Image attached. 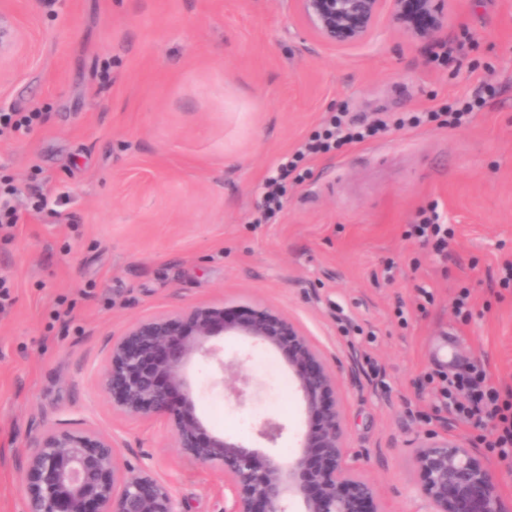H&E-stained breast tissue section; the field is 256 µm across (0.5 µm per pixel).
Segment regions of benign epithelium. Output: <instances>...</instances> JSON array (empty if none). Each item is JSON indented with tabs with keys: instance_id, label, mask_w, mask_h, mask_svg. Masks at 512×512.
I'll return each instance as SVG.
<instances>
[{
	"instance_id": "obj_1",
	"label": "benign epithelium",
	"mask_w": 512,
	"mask_h": 512,
	"mask_svg": "<svg viewBox=\"0 0 512 512\" xmlns=\"http://www.w3.org/2000/svg\"><path fill=\"white\" fill-rule=\"evenodd\" d=\"M0 0V63L19 41ZM287 15L329 46H352L370 34L382 10L410 41L431 45L448 29V0H284ZM216 336H244L283 354L308 421L296 456L284 461L208 431L196 414L187 367L198 355L224 368ZM112 410L133 421L170 424L176 447L224 480V512H383L375 486L346 462L336 375L314 343L288 316L263 307L198 306L138 320L112 338L99 378ZM284 426L264 420L257 435L275 444ZM413 465L430 512H512L490 463L448 431L413 442ZM23 512H179L169 485L124 460L117 438L90 424L51 425L19 454Z\"/></svg>"
}]
</instances>
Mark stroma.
<instances>
[{
    "label": "stroma",
    "instance_id": "1",
    "mask_svg": "<svg viewBox=\"0 0 512 512\" xmlns=\"http://www.w3.org/2000/svg\"><path fill=\"white\" fill-rule=\"evenodd\" d=\"M21 42L0 69V113L41 112L0 135V177L18 220L0 230V512H21L17 455L43 425L114 434L134 468L172 488L180 512H224L220 474L182 455L161 421L112 411L98 385L113 337L200 305L260 304L294 319L339 380L347 461L385 512H426L410 442L448 430L478 445L435 382L482 365L512 391V0H448L452 50L412 43L379 18L355 46L320 43L280 0H13ZM481 98L459 127L394 128L309 157L266 218L265 180L333 112L442 111ZM47 205L34 211L30 197ZM437 206L443 253L407 236ZM434 301L418 308L420 289ZM468 291L469 318L454 303ZM66 311L55 319V311ZM246 355L253 394L187 368L208 428L288 457L306 424L283 356ZM285 426L275 445L256 430Z\"/></svg>",
    "mask_w": 512,
    "mask_h": 512
}]
</instances>
